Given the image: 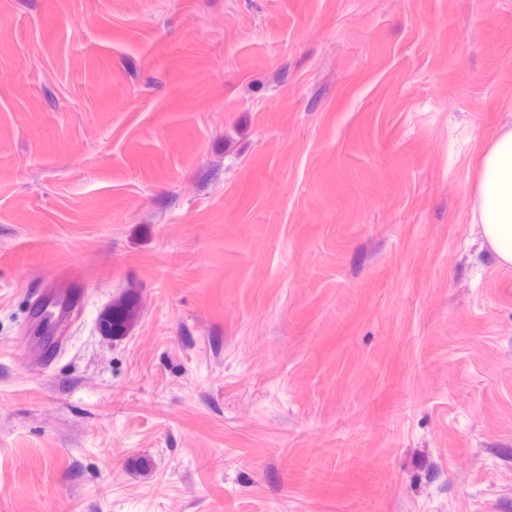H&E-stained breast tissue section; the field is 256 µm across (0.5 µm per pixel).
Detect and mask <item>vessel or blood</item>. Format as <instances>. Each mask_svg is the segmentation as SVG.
Returning a JSON list of instances; mask_svg holds the SVG:
<instances>
[{
  "label": "vessel or blood",
  "instance_id": "vessel-or-blood-1",
  "mask_svg": "<svg viewBox=\"0 0 512 512\" xmlns=\"http://www.w3.org/2000/svg\"><path fill=\"white\" fill-rule=\"evenodd\" d=\"M85 272L79 265H71L55 272L50 284L41 294L42 303L48 304L49 327L55 336L67 339L72 315L83 298L81 285Z\"/></svg>",
  "mask_w": 512,
  "mask_h": 512
}]
</instances>
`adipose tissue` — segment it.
<instances>
[{"label": "adipose tissue", "instance_id": "obj_1", "mask_svg": "<svg viewBox=\"0 0 512 512\" xmlns=\"http://www.w3.org/2000/svg\"><path fill=\"white\" fill-rule=\"evenodd\" d=\"M471 192L472 221L480 227L487 253L512 270V126L483 145Z\"/></svg>", "mask_w": 512, "mask_h": 512}]
</instances>
